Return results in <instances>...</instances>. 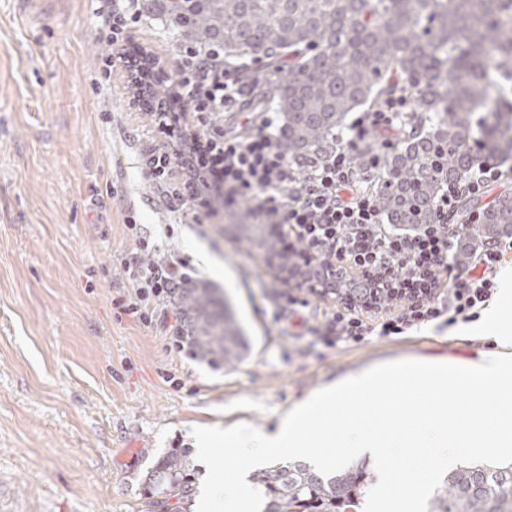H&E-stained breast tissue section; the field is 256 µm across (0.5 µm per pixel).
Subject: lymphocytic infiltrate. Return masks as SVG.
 <instances>
[{"label":"lymphocytic infiltrate","instance_id":"1","mask_svg":"<svg viewBox=\"0 0 512 512\" xmlns=\"http://www.w3.org/2000/svg\"><path fill=\"white\" fill-rule=\"evenodd\" d=\"M99 13L134 89L133 104L165 138L145 153L142 171L168 196L172 212L210 217L249 203L269 227L277 281L319 296L340 284L353 287L352 297L314 326L321 344L402 335L440 318L452 326L486 306L512 237L487 243L458 265L457 245L481 219L480 211L462 212L461 203L488 195L505 171L486 164L447 186L431 223L399 227L382 216L376 179L411 116L405 87L356 117L344 145L302 173L275 145L277 113L253 109L252 84L225 63L222 47L181 44V66L170 75L156 56L128 47L129 29L144 18L140 0H104ZM127 230L136 250L120 261L130 290L117 306L149 326L172 288L190 280V264L175 256L150 260L155 247L139 225L128 222Z\"/></svg>","mask_w":512,"mask_h":512}]
</instances>
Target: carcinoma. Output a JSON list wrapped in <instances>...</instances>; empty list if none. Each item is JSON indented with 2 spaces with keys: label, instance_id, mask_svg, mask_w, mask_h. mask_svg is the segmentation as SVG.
I'll list each match as a JSON object with an SVG mask.
<instances>
[{
  "label": "carcinoma",
  "instance_id": "carcinoma-1",
  "mask_svg": "<svg viewBox=\"0 0 512 512\" xmlns=\"http://www.w3.org/2000/svg\"><path fill=\"white\" fill-rule=\"evenodd\" d=\"M169 27L224 56L292 66L258 88L255 106L280 112L279 148L306 170L337 148L348 115L406 79L417 105L411 131L385 158L377 185L384 218L428 224L437 197L491 159H512V0H155ZM512 236V193L500 194L460 242L459 265L489 241ZM179 335L201 362L231 367L250 343L230 304L206 282L173 292ZM189 450L173 448L144 476L151 512H189L195 494ZM364 465L322 475L290 462L260 470L263 512H342L365 485ZM428 512H512V464H465L448 473Z\"/></svg>",
  "mask_w": 512,
  "mask_h": 512
}]
</instances>
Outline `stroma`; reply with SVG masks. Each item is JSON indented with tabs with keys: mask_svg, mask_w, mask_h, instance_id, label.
<instances>
[{
	"mask_svg": "<svg viewBox=\"0 0 512 512\" xmlns=\"http://www.w3.org/2000/svg\"><path fill=\"white\" fill-rule=\"evenodd\" d=\"M133 43L176 73L177 39L156 17ZM91 0H0V512H149L137 477L197 427H269L362 368L472 359L490 340L436 320L404 336L313 346L283 304L248 205L178 223L138 168L159 144L128 101ZM134 217L168 255L226 294L251 341L231 368L166 347L121 313L120 257Z\"/></svg>",
	"mask_w": 512,
	"mask_h": 512,
	"instance_id": "obj_1",
	"label": "stroma"
}]
</instances>
